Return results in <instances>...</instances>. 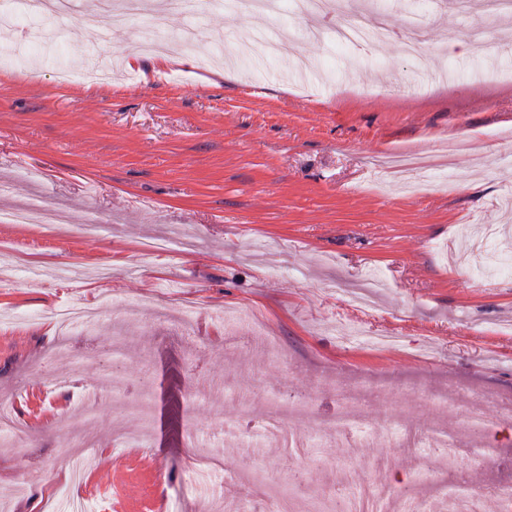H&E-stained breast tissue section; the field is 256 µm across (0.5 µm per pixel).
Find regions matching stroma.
Segmentation results:
<instances>
[{
  "label": "stroma",
  "mask_w": 512,
  "mask_h": 512,
  "mask_svg": "<svg viewBox=\"0 0 512 512\" xmlns=\"http://www.w3.org/2000/svg\"><path fill=\"white\" fill-rule=\"evenodd\" d=\"M96 2L72 0L62 35L17 17L0 67V210L37 194L103 226L0 223V400L20 430L0 437V512H336L366 481L391 512H448L436 488L459 472L503 512L512 416L481 465L463 414L512 403V20L488 0H333L322 28L391 18L393 38L351 43L306 38L296 0H210L200 47L156 69L157 0L107 44L79 23ZM240 43L258 50L218 78L212 52ZM113 58L125 76L85 80ZM428 146L444 165L380 163ZM67 305L94 316L63 334L47 315ZM349 402L377 435L337 434ZM270 417L323 437L289 446ZM391 424L458 446H402Z\"/></svg>",
  "instance_id": "35a3bbf8"
}]
</instances>
